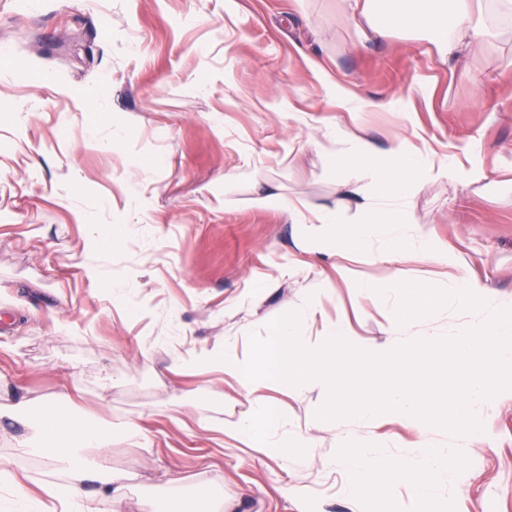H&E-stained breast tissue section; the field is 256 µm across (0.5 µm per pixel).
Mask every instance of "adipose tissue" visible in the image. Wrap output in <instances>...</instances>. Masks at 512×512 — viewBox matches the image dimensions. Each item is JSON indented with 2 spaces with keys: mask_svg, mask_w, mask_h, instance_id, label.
Returning a JSON list of instances; mask_svg holds the SVG:
<instances>
[{
  "mask_svg": "<svg viewBox=\"0 0 512 512\" xmlns=\"http://www.w3.org/2000/svg\"><path fill=\"white\" fill-rule=\"evenodd\" d=\"M361 18L371 21L379 36L402 30L431 35L439 58L456 66L474 49L494 50L500 21L512 20V0H353ZM338 144L329 162L336 177L356 198L357 215L347 218L346 204L314 209L302 200L266 191L252 204L258 209L279 210L289 223L318 225L319 252L338 260L340 276L359 294L377 298L397 292L392 310V334L405 333L410 313L426 310L440 288L438 279L401 270L383 279H365L351 268L355 257L369 255L372 263L388 262L392 253L408 246V229L415 218L410 201L423 182L459 175L453 153H436L417 146L406 137H396L386 154H378L362 135L339 127L329 133ZM418 253L432 266L448 268V281L455 288L453 303L466 320L451 343L462 358L458 368L465 379L463 403L452 405L448 444L435 446L427 434H420L409 453L394 461L366 448L357 454L340 456V465L351 478L350 491L358 493L366 485L390 489L409 484L412 496L427 512H441L430 478L446 470L458 450L472 442L483 409L502 391L494 370L512 365V309L490 308L481 300L482 284L468 278L459 265L450 264L448 251L432 239H424ZM36 423L38 442L27 445V453L44 457L50 464L64 465L74 478L49 486L48 493L59 500L64 512H123L126 488L112 476L107 456L92 467H84L78 452L83 447H104L112 439L132 448H148L143 429L127 421L117 434L96 427L91 416L77 419L55 401L42 402Z\"/></svg>",
  "mask_w": 512,
  "mask_h": 512,
  "instance_id": "obj_1",
  "label": "adipose tissue"
}]
</instances>
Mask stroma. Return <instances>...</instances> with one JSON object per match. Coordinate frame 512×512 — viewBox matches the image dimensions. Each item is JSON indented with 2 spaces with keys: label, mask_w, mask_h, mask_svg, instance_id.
Listing matches in <instances>:
<instances>
[{
  "label": "stroma",
  "mask_w": 512,
  "mask_h": 512,
  "mask_svg": "<svg viewBox=\"0 0 512 512\" xmlns=\"http://www.w3.org/2000/svg\"><path fill=\"white\" fill-rule=\"evenodd\" d=\"M1 46L14 54L0 58V408L53 399L104 429L145 428L150 450L107 449L124 512L176 494L198 512L192 492L210 485L224 512H365L339 455L398 459L423 429L447 441L422 421L323 422L325 395L282 382L267 395L283 439L315 445L260 453L217 430L249 410L235 379L190 357L223 344L245 360L250 334L310 302L312 344L336 320L390 348L464 321L443 292L389 334L396 294L346 287L333 258L299 248L307 225L250 206L271 185L313 207L339 200L330 127L357 123L381 152L402 131L395 113L334 107L328 80L369 103L405 99L421 143L454 150L465 175L421 187L417 230L512 302V30L451 69L424 34L375 36L350 0H0ZM24 436L0 417V468L20 491L64 481L22 452ZM459 454L454 474L432 477L446 512H512V388Z\"/></svg>",
  "instance_id": "35a3bbf8"
}]
</instances>
